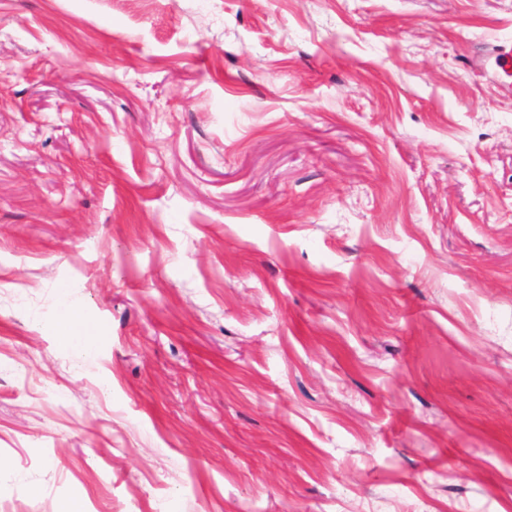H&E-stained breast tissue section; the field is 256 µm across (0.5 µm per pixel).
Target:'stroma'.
<instances>
[{"instance_id":"obj_1","label":"stroma","mask_w":512,"mask_h":512,"mask_svg":"<svg viewBox=\"0 0 512 512\" xmlns=\"http://www.w3.org/2000/svg\"><path fill=\"white\" fill-rule=\"evenodd\" d=\"M503 46L512 0H0V512H512ZM62 302L58 312V327L60 337L78 353L89 355L97 347V339L83 321L79 310L68 300L70 287L60 289Z\"/></svg>"}]
</instances>
